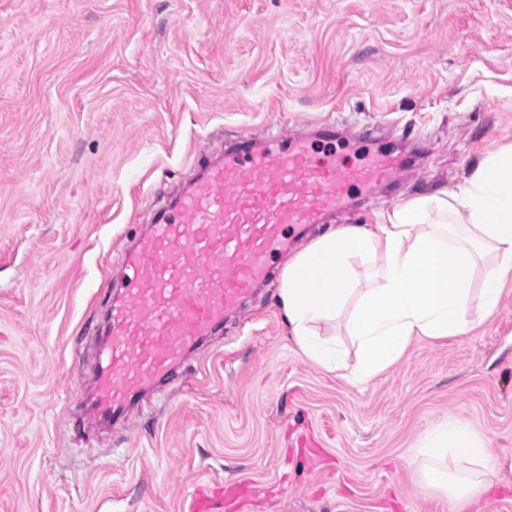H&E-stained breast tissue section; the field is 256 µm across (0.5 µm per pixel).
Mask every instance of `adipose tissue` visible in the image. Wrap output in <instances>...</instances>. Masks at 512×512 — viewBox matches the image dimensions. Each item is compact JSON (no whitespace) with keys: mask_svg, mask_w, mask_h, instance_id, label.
I'll return each mask as SVG.
<instances>
[{"mask_svg":"<svg viewBox=\"0 0 512 512\" xmlns=\"http://www.w3.org/2000/svg\"><path fill=\"white\" fill-rule=\"evenodd\" d=\"M486 258L480 293L483 316L500 307L512 278V147L486 155L462 184L393 205L383 223L346 224L289 257L278 300L299 350L351 384L371 382L400 359L413 341L470 333L466 312L472 271ZM369 266L375 282L346 324L358 347L348 366L335 342L322 338L346 305L356 279L354 260ZM417 456L474 464L456 478L447 468L414 469L416 487L456 502H470L503 481L505 465L490 438L459 419L427 427Z\"/></svg>","mask_w":512,"mask_h":512,"instance_id":"obj_1","label":"adipose tissue"}]
</instances>
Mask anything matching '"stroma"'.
Wrapping results in <instances>:
<instances>
[{
  "label": "stroma",
  "instance_id": "stroma-1",
  "mask_svg": "<svg viewBox=\"0 0 512 512\" xmlns=\"http://www.w3.org/2000/svg\"><path fill=\"white\" fill-rule=\"evenodd\" d=\"M329 122L338 152L416 161L276 267L512 146V0H0V512H187L220 485L255 488L238 512H512V481L459 509L409 471L450 418L512 462V280L492 318L471 303L472 334L360 387L299 351L274 277L147 407L86 417L109 285L152 211L245 136L323 157Z\"/></svg>",
  "mask_w": 512,
  "mask_h": 512
}]
</instances>
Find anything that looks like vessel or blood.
I'll return each instance as SVG.
<instances>
[{
  "instance_id": "vessel-or-blood-1",
  "label": "vessel or blood",
  "mask_w": 512,
  "mask_h": 512,
  "mask_svg": "<svg viewBox=\"0 0 512 512\" xmlns=\"http://www.w3.org/2000/svg\"><path fill=\"white\" fill-rule=\"evenodd\" d=\"M403 158L363 153L316 162L305 144L251 140L210 163L124 256L122 294L97 351L98 417L113 420L171 383L224 325L295 235L346 207L353 192L396 183Z\"/></svg>"
}]
</instances>
